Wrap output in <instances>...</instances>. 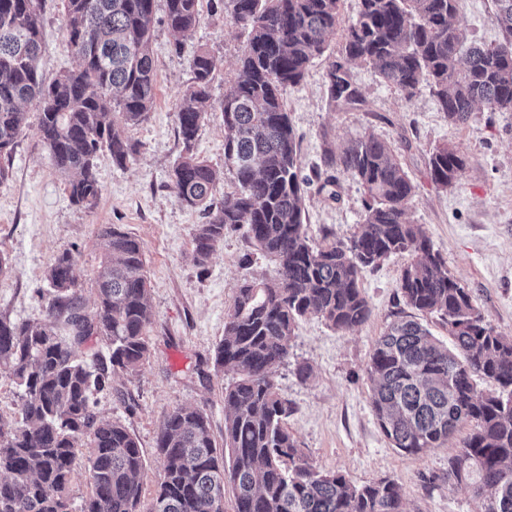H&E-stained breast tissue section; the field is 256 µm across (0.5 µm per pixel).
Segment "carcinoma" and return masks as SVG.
<instances>
[{
	"label": "carcinoma",
	"instance_id": "cac0c4a2",
	"mask_svg": "<svg viewBox=\"0 0 512 512\" xmlns=\"http://www.w3.org/2000/svg\"><path fill=\"white\" fill-rule=\"evenodd\" d=\"M154 2L61 0L66 47L77 66L47 83L38 69L42 0H0V156L11 154L27 123L24 107L37 101L40 140L55 170L68 178L75 205L91 207L99 199V152L119 167L136 153L119 128L143 123L154 106ZM201 2L166 0L165 22L174 35L196 26ZM227 2L231 20L249 29L233 88L221 104L224 173L236 191L215 200L219 173L194 152L211 110L216 68L202 48L191 60L192 84L176 113L184 150L171 189L181 204L205 215L193 238L197 265L208 263L227 228L246 224L277 270L270 281H244L224 317L215 365L238 375L224 388V444L216 445L202 411L181 406L167 414L156 437L163 479L150 512H224L227 484L235 512H406L401 488L391 480L357 486L316 468L285 425L292 407L272 379L288 358L300 318L315 315L345 332L369 320L360 271L397 253L410 256L399 280L405 304L447 325L454 349L414 320L391 323L366 367L378 425L393 447L410 454L470 426L437 479L481 489L482 512H512V339L485 322L423 225L408 221L416 186L389 144L363 138L329 158L362 184L364 220L347 246L309 243L285 95L325 52L341 0ZM459 2L361 0L345 56L373 67L408 98L427 84L453 123L483 108L512 111V0H495L502 40L465 51ZM327 79L333 101L359 99L342 63L329 65ZM463 167L452 147L430 153V179L439 188L453 186ZM101 237L106 255L94 311L75 290L73 259L64 252L47 270L49 323L0 318V365L23 389L18 416L0 414V512H73L70 483L82 442L89 448L91 493L80 512H140L143 453L125 426L98 417L95 395L112 389L116 373L136 372L150 354L145 247L111 225ZM93 338L109 343V363L91 366L75 355L74 347ZM480 380L494 389H480Z\"/></svg>",
	"mask_w": 512,
	"mask_h": 512
}]
</instances>
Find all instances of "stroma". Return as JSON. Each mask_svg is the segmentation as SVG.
<instances>
[{"mask_svg":"<svg viewBox=\"0 0 512 512\" xmlns=\"http://www.w3.org/2000/svg\"><path fill=\"white\" fill-rule=\"evenodd\" d=\"M359 0H341L339 24L322 56L313 59L300 84L289 88L286 108L299 138V162L312 183L305 194L306 230L313 245L348 243L364 216V190L347 172L325 164L353 141L374 136L391 143L417 190L407 218L424 225L448 272L473 296L487 322L512 338V112L482 110L451 123L428 88L406 97L373 69L345 62L360 94L355 104L332 101L326 73L345 61V33L359 12ZM495 0H460L464 46L493 45L501 32ZM165 0L155 2L151 51L156 67L154 107L147 121L125 128L139 151L125 167L108 153L96 160L101 195L96 206L71 203L64 179L52 166L39 134L40 108L26 107L27 126L8 160L10 176L0 183V255L9 271L0 276V316L44 323L52 288L46 269L55 256L73 258L76 287L93 308L95 280L104 258L99 230L115 225L145 246L148 301L153 321L151 352L133 375H114L98 397L100 418L118 422L137 438L145 458L140 508L150 512L163 476L157 452L158 428L175 407L204 411L216 442L224 440V388L231 371L216 367L214 351L224 336V314L242 282L270 278L275 265L253 246L246 225L228 229L207 266L192 260V240L204 217L175 198L171 173L183 150L176 112L191 82L190 61L204 48L215 57L211 82L214 108L201 123L197 155L224 166V124L219 104L230 89L248 32L230 19L222 0H202L195 28L174 37L165 21ZM38 68L54 79L77 65L64 44L59 0H44ZM452 145L464 168L452 189L436 187L428 158L437 146ZM408 254H396L362 269L360 286L370 319L348 332L315 316L300 319L286 362L273 370L281 396L291 402L289 431L314 464L353 483L382 478L401 488L407 512H480L469 488L448 487L438 476L459 447V437L411 455L393 448L381 432L370 402L365 368L376 339L393 321H418L439 339L448 330L437 316L407 307L398 288ZM309 367L300 378L298 367Z\"/></svg>","mask_w":512,"mask_h":512,"instance_id":"stroma-1","label":"stroma"}]
</instances>
